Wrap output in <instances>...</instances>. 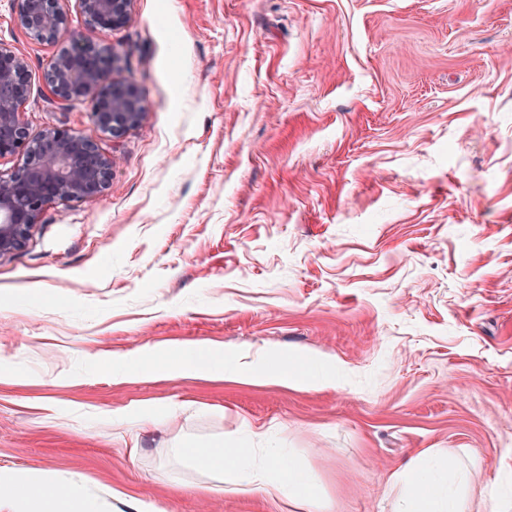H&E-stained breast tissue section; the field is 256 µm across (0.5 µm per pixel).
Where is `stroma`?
Returning a JSON list of instances; mask_svg holds the SVG:
<instances>
[{
    "instance_id": "35a3bbf8",
    "label": "stroma",
    "mask_w": 512,
    "mask_h": 512,
    "mask_svg": "<svg viewBox=\"0 0 512 512\" xmlns=\"http://www.w3.org/2000/svg\"><path fill=\"white\" fill-rule=\"evenodd\" d=\"M149 107L121 138L30 66L31 135L114 159L105 195L45 206L0 258V469L82 475L106 512H304L213 492L185 443L284 449L335 512H394L391 474L449 452L484 512L512 489V0H132L104 34ZM209 342L335 364L332 386L103 374L98 355ZM152 407L151 430L113 421Z\"/></svg>"
}]
</instances>
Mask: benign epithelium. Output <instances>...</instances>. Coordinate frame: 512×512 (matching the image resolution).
<instances>
[{
  "instance_id": "7a95c632",
  "label": "benign epithelium",
  "mask_w": 512,
  "mask_h": 512,
  "mask_svg": "<svg viewBox=\"0 0 512 512\" xmlns=\"http://www.w3.org/2000/svg\"><path fill=\"white\" fill-rule=\"evenodd\" d=\"M45 3V10L33 15L27 0H12L14 22L38 42L66 39L67 16L60 0ZM131 3L79 0V7L96 28L110 32L127 24ZM112 72L95 47L71 38L52 58L45 80L58 102L89 103L99 128L117 138L137 126L148 108L135 87L115 81ZM28 91L26 58L0 42V158L18 161L9 175H0V257L19 249L33 234L46 205L101 196L112 181V155L93 141L57 127L30 136L21 115Z\"/></svg>"
}]
</instances>
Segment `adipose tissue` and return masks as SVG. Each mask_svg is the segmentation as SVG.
<instances>
[{
    "label": "adipose tissue",
    "instance_id": "obj_1",
    "mask_svg": "<svg viewBox=\"0 0 512 512\" xmlns=\"http://www.w3.org/2000/svg\"><path fill=\"white\" fill-rule=\"evenodd\" d=\"M104 367L130 376L237 377L255 382L318 384L336 377L335 365L299 356H270L261 361L229 358L223 351L195 343L171 354L140 349L125 357L104 360ZM183 461L215 473L228 494L258 491L275 497L301 496L305 512H334L313 485L311 475L280 448L255 451L237 448L225 453L223 441L181 448ZM407 487L396 512H470L462 491L467 474L457 470L439 486L428 469L415 465L395 475ZM0 512H104L103 503L84 494L79 479L61 485L55 471L44 468L0 470Z\"/></svg>",
    "mask_w": 512,
    "mask_h": 512
}]
</instances>
